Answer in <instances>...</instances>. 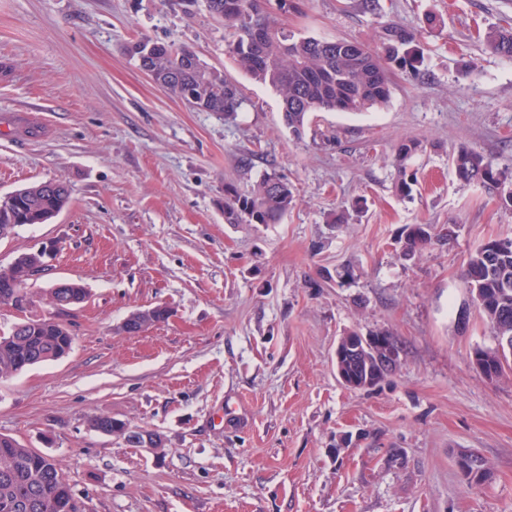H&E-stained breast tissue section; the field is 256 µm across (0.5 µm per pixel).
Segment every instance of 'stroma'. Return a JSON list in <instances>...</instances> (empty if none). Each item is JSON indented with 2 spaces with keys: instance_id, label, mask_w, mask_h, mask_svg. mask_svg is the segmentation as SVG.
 <instances>
[{
  "instance_id": "stroma-1",
  "label": "stroma",
  "mask_w": 512,
  "mask_h": 512,
  "mask_svg": "<svg viewBox=\"0 0 512 512\" xmlns=\"http://www.w3.org/2000/svg\"><path fill=\"white\" fill-rule=\"evenodd\" d=\"M380 2L270 0L296 35L380 54L393 26L423 53L393 72L386 107L310 113L297 138L277 93L235 69L205 0H0V194L71 188L51 221L0 240V264L53 242L34 290L87 292L56 314L70 353L0 380V434L52 455L89 512H512V371L474 369L495 339L462 279L476 247L512 236V182L451 167L462 146L512 167V59L482 43L512 0ZM142 37L230 74L241 112L154 83L127 50ZM405 138L422 145L407 197L392 163ZM267 172L296 194L281 223H225V187ZM408 224L441 242L400 259ZM341 267L354 276L339 285ZM157 305L167 321L122 332ZM352 331L400 348L377 387L337 379ZM100 414L162 447L96 432ZM469 451L491 471L473 489L456 466Z\"/></svg>"
}]
</instances>
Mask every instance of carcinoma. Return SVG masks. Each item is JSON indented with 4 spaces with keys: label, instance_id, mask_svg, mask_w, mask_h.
I'll return each mask as SVG.
<instances>
[{
    "label": "carcinoma",
    "instance_id": "carcinoma-1",
    "mask_svg": "<svg viewBox=\"0 0 512 512\" xmlns=\"http://www.w3.org/2000/svg\"><path fill=\"white\" fill-rule=\"evenodd\" d=\"M210 13L224 12L225 52L236 68L256 83L274 89L280 96L283 120L296 138H301L308 114L319 111L363 112L387 106L391 99L392 68L416 70L420 55L411 48L415 34L404 30L389 33L388 54L382 58L365 45L348 39L297 37L265 8V0H207ZM487 48L512 58V26H497L485 35ZM129 51L147 61L151 77L172 94L202 112H215L230 119L244 104L238 84L223 71L203 67L188 46H174L140 39ZM421 149L412 139L400 141L393 163L398 169L397 192L412 191L414 174L406 161ZM458 180L496 188L512 173L495 167L480 152L462 147L452 156ZM69 185L57 180L40 182L15 191L8 204L0 205V224L13 228L44 224L69 202ZM294 189L272 173L261 176L249 189L224 190V223L278 224L294 206ZM440 235L430 224H407L399 243V256L408 260ZM466 287L479 303L493 336H506L501 348L475 351L474 368L479 372L495 368L498 373L512 367V237L486 241L472 251L464 268ZM73 336L56 320L44 321L28 342L13 345L0 334V379L29 369L34 351L68 353ZM343 369L348 387L376 386L387 376L381 356L372 352H350ZM371 384H366V381ZM55 461L48 454L28 448L16 439L0 434V512H20L16 507L23 490L36 494V512H73L75 494L65 476L50 474ZM465 484L477 486L488 476L469 464L459 467Z\"/></svg>",
    "mask_w": 512,
    "mask_h": 512
}]
</instances>
